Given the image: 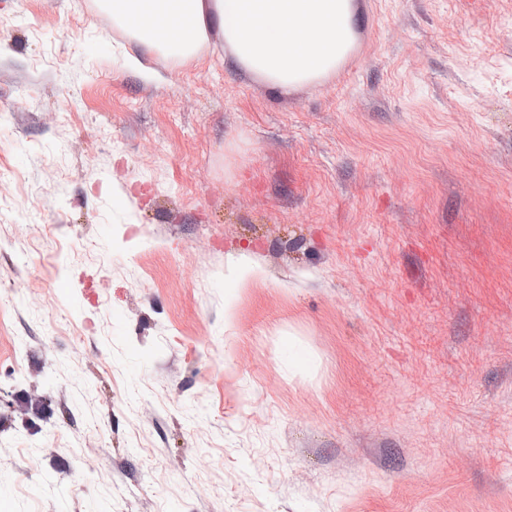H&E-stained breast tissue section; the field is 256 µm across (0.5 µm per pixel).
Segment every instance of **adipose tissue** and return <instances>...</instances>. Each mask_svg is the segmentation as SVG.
Instances as JSON below:
<instances>
[{"instance_id":"obj_1","label":"adipose tissue","mask_w":512,"mask_h":512,"mask_svg":"<svg viewBox=\"0 0 512 512\" xmlns=\"http://www.w3.org/2000/svg\"><path fill=\"white\" fill-rule=\"evenodd\" d=\"M149 53L188 60L224 41V61L289 94L320 83L348 55L353 0H100Z\"/></svg>"}]
</instances>
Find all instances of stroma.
I'll list each match as a JSON object with an SVG mask.
<instances>
[{
    "label": "stroma",
    "instance_id": "1",
    "mask_svg": "<svg viewBox=\"0 0 512 512\" xmlns=\"http://www.w3.org/2000/svg\"><path fill=\"white\" fill-rule=\"evenodd\" d=\"M355 6L284 95L0 0V512H512V0Z\"/></svg>",
    "mask_w": 512,
    "mask_h": 512
}]
</instances>
